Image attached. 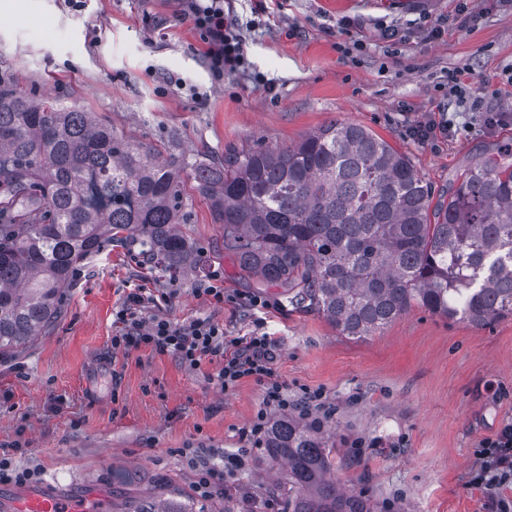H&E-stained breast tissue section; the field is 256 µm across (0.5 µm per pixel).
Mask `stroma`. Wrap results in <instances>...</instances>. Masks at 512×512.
Here are the masks:
<instances>
[{
  "label": "stroma",
  "mask_w": 512,
  "mask_h": 512,
  "mask_svg": "<svg viewBox=\"0 0 512 512\" xmlns=\"http://www.w3.org/2000/svg\"><path fill=\"white\" fill-rule=\"evenodd\" d=\"M467 2L475 21L461 23ZM243 23L245 60L216 78L179 0H0V75L30 97L65 98L108 120L121 135L160 146L163 156L223 155L225 146L287 148L345 120L365 126L410 159L442 192L493 149L512 144V122L489 127L488 112H512V9L495 0H231ZM398 27L399 40L379 39ZM469 70L480 110L457 109L456 132L430 143L408 128L445 107L454 69ZM183 233L207 256L204 269L169 275L140 246L105 239L61 293L62 315L20 352L0 356V448L34 479L0 483L11 496L93 493L104 506L183 492L203 512H281L264 448L247 432L263 389L224 391L219 365L191 370L173 355L112 346L116 312L144 289L146 315L181 325L207 319L229 336L255 314L215 305L196 290L220 274L224 290L257 293L224 255V230L206 199L192 197ZM266 316L290 399L322 391L334 415L336 478L378 512H499L512 483L488 495L474 482L483 442L512 424V317L490 327L415 308L375 335H342L322 316L295 308L282 289ZM182 448H209L212 468L241 448L244 469L226 492L197 495L199 472Z\"/></svg>",
  "instance_id": "1"
}]
</instances>
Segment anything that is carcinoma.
Returning a JSON list of instances; mask_svg holds the SVG:
<instances>
[{"label": "carcinoma", "instance_id": "cac0c4a2", "mask_svg": "<svg viewBox=\"0 0 512 512\" xmlns=\"http://www.w3.org/2000/svg\"><path fill=\"white\" fill-rule=\"evenodd\" d=\"M188 167L242 275L344 336H373L413 308L478 328L512 317V149L437 197L405 155L341 120L287 149L163 160L94 113L0 78V355L53 325L61 289L105 235H125L172 275L204 262L178 228L190 218ZM264 447L285 468L283 512H374L331 477L324 426L274 416ZM112 512L193 508L159 496Z\"/></svg>", "mask_w": 512, "mask_h": 512}]
</instances>
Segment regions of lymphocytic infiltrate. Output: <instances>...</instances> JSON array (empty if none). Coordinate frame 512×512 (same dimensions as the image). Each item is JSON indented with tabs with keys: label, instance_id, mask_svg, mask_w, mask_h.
Segmentation results:
<instances>
[{
	"label": "lymphocytic infiltrate",
	"instance_id": "f902f5d3",
	"mask_svg": "<svg viewBox=\"0 0 512 512\" xmlns=\"http://www.w3.org/2000/svg\"><path fill=\"white\" fill-rule=\"evenodd\" d=\"M180 5L182 16L192 22L201 41L209 69L220 75L240 67L244 61L240 24L226 10L224 0H180ZM150 301L140 291L127 295L116 314L120 330L112 338L113 348L169 352L192 370L220 359L215 379L227 392L246 381L259 383L264 407L256 413L249 433L253 444L261 445L269 410L284 412L289 407L288 392L277 372L276 340L259 328L246 336H228L223 327L205 320L177 325L159 316L143 317L142 310ZM481 455L483 465L474 478L477 485L492 492L512 481V425L487 441Z\"/></svg>",
	"mask_w": 512,
	"mask_h": 512
}]
</instances>
